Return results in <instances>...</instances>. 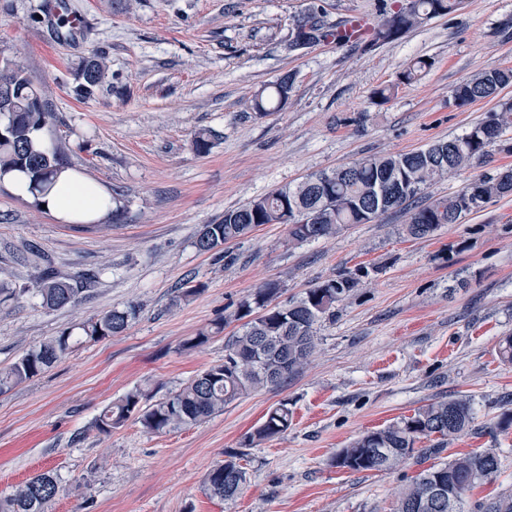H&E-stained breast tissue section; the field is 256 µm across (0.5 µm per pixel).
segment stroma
Returning <instances> with one entry per match:
<instances>
[{
	"instance_id": "stroma-1",
	"label": "stroma",
	"mask_w": 512,
	"mask_h": 512,
	"mask_svg": "<svg viewBox=\"0 0 512 512\" xmlns=\"http://www.w3.org/2000/svg\"><path fill=\"white\" fill-rule=\"evenodd\" d=\"M405 0H68L87 25L81 39L48 21V0H0V62L22 66L55 113L46 137L65 160L118 198L119 222L76 228L0 184V277L22 288L45 266L60 276L99 277L71 306L46 311L30 297L0 304V369L44 339L130 302L138 318L120 335L76 348L51 368L0 394V499L31 477L61 486L45 512H395L396 491L419 467L351 472L332 459L362 434L432 401L466 398L470 431L448 442L446 462L471 451L500 460L477 501L512 495V197L492 199L428 239L403 232L392 210L332 239L292 245L288 227L202 253L203 225L307 175L371 154L411 152L466 133L497 99L453 106L460 82L512 66V0H466L372 51L329 41L293 48L292 28L310 6L327 22L374 18ZM106 59L107 78L89 99L73 89L82 61ZM431 66L413 83L412 60ZM285 107L258 119L251 95L284 75ZM394 86L389 100L377 90ZM214 130L206 155L194 134ZM360 277L317 330L310 363L281 386L242 397L205 422L166 434L128 420L101 434L92 423L133 389L165 398L223 362L241 299L263 284L278 303L341 273ZM198 285L186 295L188 284ZM222 332H212L218 319ZM206 342L193 344L201 330ZM287 403L288 431L244 448L270 409ZM245 449L247 482L231 501L213 498L208 471L225 451Z\"/></svg>"
}]
</instances>
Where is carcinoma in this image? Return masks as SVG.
I'll return each mask as SVG.
<instances>
[{"label":"carcinoma","instance_id":"carcinoma-1","mask_svg":"<svg viewBox=\"0 0 512 512\" xmlns=\"http://www.w3.org/2000/svg\"><path fill=\"white\" fill-rule=\"evenodd\" d=\"M462 0H406L399 10L381 12L370 24L347 31L346 25H329L314 8L294 21L293 43L312 47L321 42L352 43L365 51L402 38L423 21L451 14ZM431 62L416 59L400 73L404 84L414 82ZM105 75L103 59L94 54L85 59L77 73L76 92L89 99ZM293 85L288 74L255 92L250 107L264 117L283 106ZM512 85V68H495L462 82L452 91L454 104L466 107L495 99ZM0 173L17 170L27 174L35 195H45L55 185L63 167V143L43 136L52 120L38 82L20 67H0ZM512 128V108L491 112L467 133L438 140L425 149L361 159L331 171H318L295 186H285L224 211L217 224H205L194 245L212 252L251 235L265 224L288 226V243L301 244L336 236L351 224H368L393 208L413 207L404 232L413 239L434 236L444 224H456L462 216L480 211L493 198L512 196V168L493 177L474 176L465 180L451 197L418 205L420 195L432 182L458 174L463 168L481 164L487 147L502 140ZM216 132L199 130L192 149L210 152ZM359 281L339 274L309 289L304 296L286 304L274 303L279 293L275 281L245 296L235 318L243 321L238 334L224 346V361L197 374L188 384L153 404H143L144 394L135 389L112 403L93 422L92 428L110 433L112 428L135 416L149 433L164 434L200 424L242 396L284 383L302 370L317 347V326L336 303L348 298ZM45 309L57 310L74 303L78 289L66 279L46 272L35 285L22 289ZM260 315L253 316L254 312ZM139 315L130 303L113 308L95 319L66 328L59 335L28 350L13 364L0 370V393L52 367L78 339L99 341L125 331ZM473 421L470 401L464 398L434 401L382 429L368 431L341 451L333 465L351 472L387 471L399 467L415 453L421 438L435 437L431 455L439 454L448 442L465 432ZM292 410L282 402L272 408L265 421L245 438V445L285 433ZM224 461L207 473L210 495L226 501L235 499L247 481L240 464L244 452L224 453ZM498 456L488 452L466 453L450 462L422 469L398 493L395 512H512V496H499L474 504L469 492L477 484H491L498 476ZM57 477L49 472L26 481L16 493L0 500V512H44L45 505L59 493Z\"/></svg>","mask_w":512,"mask_h":512}]
</instances>
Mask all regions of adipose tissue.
Masks as SVG:
<instances>
[{
    "label": "adipose tissue",
    "instance_id": "obj_1",
    "mask_svg": "<svg viewBox=\"0 0 512 512\" xmlns=\"http://www.w3.org/2000/svg\"><path fill=\"white\" fill-rule=\"evenodd\" d=\"M42 202L57 220L68 224L99 221L112 208V199L102 186L70 169L61 172Z\"/></svg>",
    "mask_w": 512,
    "mask_h": 512
}]
</instances>
